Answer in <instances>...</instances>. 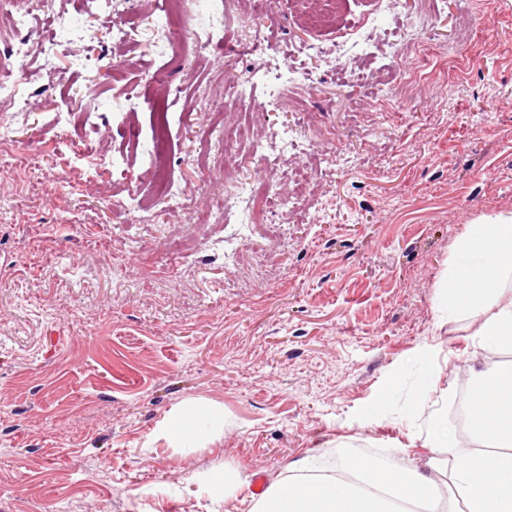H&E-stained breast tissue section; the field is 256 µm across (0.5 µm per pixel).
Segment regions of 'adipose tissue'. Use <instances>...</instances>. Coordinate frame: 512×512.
<instances>
[{"label":"adipose tissue","mask_w":512,"mask_h":512,"mask_svg":"<svg viewBox=\"0 0 512 512\" xmlns=\"http://www.w3.org/2000/svg\"><path fill=\"white\" fill-rule=\"evenodd\" d=\"M512 215L468 225L437 291L440 311L468 318L475 346L512 344ZM472 447L461 445L455 423L427 430V469L403 457H368L344 449L331 473L320 459L302 457L270 483L251 512H454L440 477L463 494L465 512H512V361L470 369L467 402Z\"/></svg>","instance_id":"obj_1"}]
</instances>
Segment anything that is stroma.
I'll list each match as a JSON object with an SVG mask.
<instances>
[{
    "mask_svg": "<svg viewBox=\"0 0 512 512\" xmlns=\"http://www.w3.org/2000/svg\"><path fill=\"white\" fill-rule=\"evenodd\" d=\"M56 7L69 50L42 70L0 27L26 105L0 100L17 140L0 156V512H249L254 476L306 455L426 459L474 351L436 290L467 226L512 213V0H344L324 30L290 0L261 18L229 0L227 50L190 59L156 45L151 0ZM259 28L275 55L249 52ZM160 67L170 175L197 211L233 197L228 226L118 211L152 197ZM230 80L256 97L224 120L270 145L260 226L196 107ZM191 405L217 412L214 435L172 447ZM227 466L234 498L206 488Z\"/></svg>",
    "mask_w": 512,
    "mask_h": 512,
    "instance_id": "obj_1",
    "label": "stroma"
}]
</instances>
